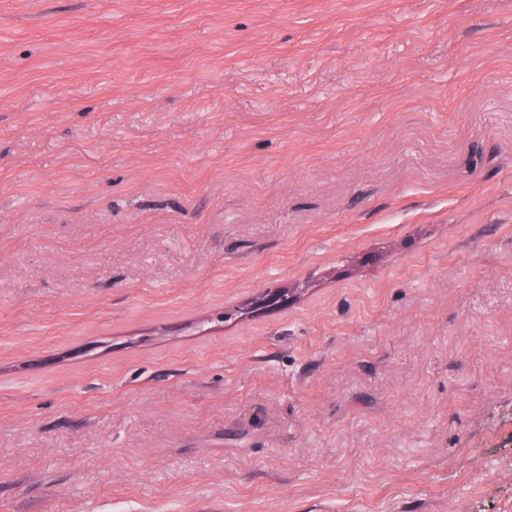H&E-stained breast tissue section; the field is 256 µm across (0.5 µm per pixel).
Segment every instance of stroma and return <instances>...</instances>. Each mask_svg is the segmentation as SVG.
I'll use <instances>...</instances> for the list:
<instances>
[{
    "mask_svg": "<svg viewBox=\"0 0 512 512\" xmlns=\"http://www.w3.org/2000/svg\"><path fill=\"white\" fill-rule=\"evenodd\" d=\"M0 512H512V0H0Z\"/></svg>",
    "mask_w": 512,
    "mask_h": 512,
    "instance_id": "stroma-1",
    "label": "stroma"
}]
</instances>
